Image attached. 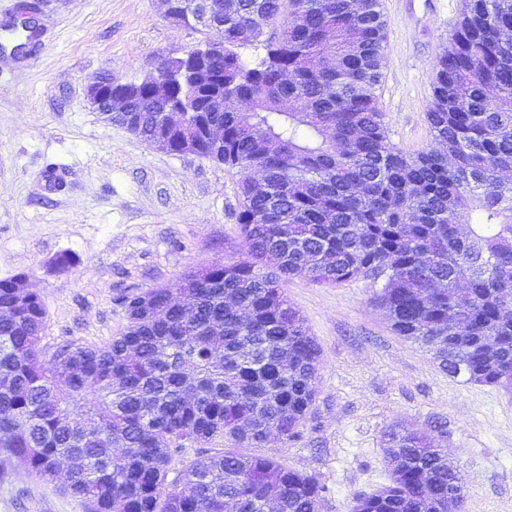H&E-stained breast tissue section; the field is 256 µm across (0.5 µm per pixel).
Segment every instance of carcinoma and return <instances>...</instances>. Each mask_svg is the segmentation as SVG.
Wrapping results in <instances>:
<instances>
[{"mask_svg":"<svg viewBox=\"0 0 512 512\" xmlns=\"http://www.w3.org/2000/svg\"><path fill=\"white\" fill-rule=\"evenodd\" d=\"M189 24L209 11L210 86L159 72L186 113L180 131L127 85L136 136L237 169L248 259L185 274L125 299V331L99 347L35 346L45 309L0 279V448L93 512H320L322 488L273 454L317 394L320 350L279 281H372L404 339L467 382L512 391V0H467L431 82V145L388 141L375 95L385 27L379 0H173ZM262 44L245 62L239 49ZM224 127V146L207 138ZM462 330L448 324L451 313ZM94 401H87L88 397ZM437 436L384 433L388 483L352 512H464L466 493ZM217 438L167 491L174 454Z\"/></svg>","mask_w":512,"mask_h":512,"instance_id":"cac0c4a2","label":"carcinoma"}]
</instances>
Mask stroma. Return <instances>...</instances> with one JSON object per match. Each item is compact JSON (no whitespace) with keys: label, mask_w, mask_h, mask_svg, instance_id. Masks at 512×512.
Returning <instances> with one entry per match:
<instances>
[{"label":"stroma","mask_w":512,"mask_h":512,"mask_svg":"<svg viewBox=\"0 0 512 512\" xmlns=\"http://www.w3.org/2000/svg\"><path fill=\"white\" fill-rule=\"evenodd\" d=\"M38 2L37 47L18 59L0 53V279L29 276L46 309L47 358L67 342L95 347L123 333L124 297L177 288L190 269L243 260L246 249L236 170L156 151L84 97L105 72L126 81L158 75L206 30L174 23L160 0ZM435 2L380 0L386 37L376 97L390 142L405 151L431 142L433 66L465 6ZM60 254L76 262L69 274L50 267ZM283 289L321 356L308 421L269 447L322 485L320 512H350L356 495L387 483L381 437L397 423L430 435L444 426L466 512H512V394L449 375L431 352L397 336L369 281L330 287L297 274ZM0 512L91 505L0 449Z\"/></svg>","instance_id":"35a3bbf8"}]
</instances>
